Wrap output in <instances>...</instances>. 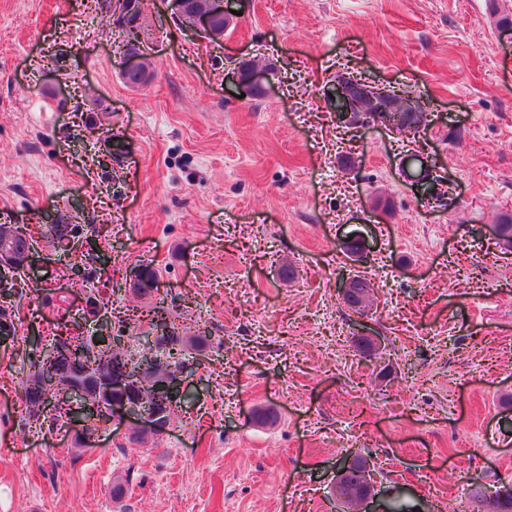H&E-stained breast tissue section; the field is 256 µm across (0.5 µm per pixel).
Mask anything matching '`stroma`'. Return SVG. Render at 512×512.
Masks as SVG:
<instances>
[{
	"label": "stroma",
	"instance_id": "obj_1",
	"mask_svg": "<svg viewBox=\"0 0 512 512\" xmlns=\"http://www.w3.org/2000/svg\"><path fill=\"white\" fill-rule=\"evenodd\" d=\"M232 5L212 43L146 0L155 74L134 88L100 23L108 0H0V224L34 261L0 348V512H339L352 451L372 512H477L512 485V248L493 234L512 211V34L489 0ZM248 59L273 87L241 99ZM342 72L414 91L426 125L339 123L323 90ZM411 153L434 164L439 199L402 172ZM146 266L153 289L130 296ZM343 271L374 284L366 318L341 300ZM93 286L130 349L159 298L211 331L185 354L194 400L136 444L135 423L80 438L22 402L29 336L95 333ZM361 331L380 338L373 357ZM370 464L368 460L362 456H358L355 462L348 467V471L340 469L336 471V498L343 502L347 498L340 493V487L342 486L341 478L344 475L342 482L346 485V488L349 490V495L352 497L347 501V503L351 504L354 498H357L360 492L364 491L361 499L360 505L361 510L363 509L361 506L372 503V499L374 497V485L371 483L370 487L369 482L371 479L370 476Z\"/></svg>",
	"mask_w": 512,
	"mask_h": 512
}]
</instances>
